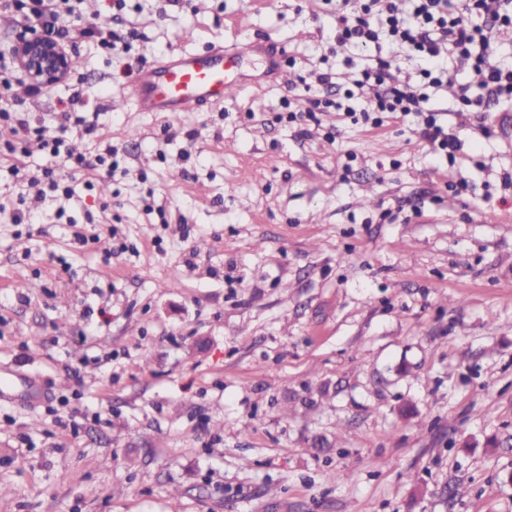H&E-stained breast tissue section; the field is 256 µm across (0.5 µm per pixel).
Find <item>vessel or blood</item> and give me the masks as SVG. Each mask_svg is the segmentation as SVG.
<instances>
[{
    "label": "vessel or blood",
    "mask_w": 512,
    "mask_h": 512,
    "mask_svg": "<svg viewBox=\"0 0 512 512\" xmlns=\"http://www.w3.org/2000/svg\"><path fill=\"white\" fill-rule=\"evenodd\" d=\"M282 46L253 38H237L195 53L174 51L147 67L135 68L127 97L137 112L175 117L223 105L232 91H244L261 80L282 79ZM257 61L258 73L230 72L240 61Z\"/></svg>",
    "instance_id": "b4317fda"
}]
</instances>
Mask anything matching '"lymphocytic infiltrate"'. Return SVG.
<instances>
[{
	"label": "lymphocytic infiltrate",
	"instance_id": "f902f5d3",
	"mask_svg": "<svg viewBox=\"0 0 512 512\" xmlns=\"http://www.w3.org/2000/svg\"><path fill=\"white\" fill-rule=\"evenodd\" d=\"M82 3L0 0V8L12 10L24 31L40 32L70 49L91 39L113 54L129 53L137 29L122 36L108 23H86ZM509 26L512 0H336V44L368 50L369 61L342 102L317 98L310 106H297L289 119L305 122L314 110L331 108L349 118L362 115L376 125L384 113L395 118L413 115L431 152L456 161L462 142L440 123L437 111L428 108L430 93L457 84V98L465 112L482 111L488 99L512 101V60L499 56L496 40L497 31ZM406 65L415 66V80L395 83L394 70ZM2 121L14 124L18 134L17 143L7 144V151L43 154L48 164L41 169V180L50 190L72 196L73 188L62 181L60 169L81 173L89 170L90 164L86 156L69 151L66 133L72 127L88 134L95 131L83 111L80 93H73L65 108L56 113L58 134L53 138H46L43 126L34 123L30 111L14 105H0Z\"/></svg>",
	"mask_w": 512,
	"mask_h": 512
}]
</instances>
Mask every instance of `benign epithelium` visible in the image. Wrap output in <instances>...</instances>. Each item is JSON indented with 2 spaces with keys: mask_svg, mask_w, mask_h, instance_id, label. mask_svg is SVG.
<instances>
[{
  "mask_svg": "<svg viewBox=\"0 0 512 512\" xmlns=\"http://www.w3.org/2000/svg\"><path fill=\"white\" fill-rule=\"evenodd\" d=\"M16 60L27 79L44 88L63 82L70 71V57L60 44L33 34L14 48Z\"/></svg>",
  "mask_w": 512,
  "mask_h": 512,
  "instance_id": "7a95c632",
  "label": "benign epithelium"
}]
</instances>
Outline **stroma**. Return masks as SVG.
I'll return each mask as SVG.
<instances>
[{
  "label": "stroma",
  "instance_id": "35a3bbf8",
  "mask_svg": "<svg viewBox=\"0 0 512 512\" xmlns=\"http://www.w3.org/2000/svg\"><path fill=\"white\" fill-rule=\"evenodd\" d=\"M130 2L85 0L141 37L83 44L38 108L81 91L97 129L68 140L112 171L54 202L0 156V369L34 389L0 402V512H512L503 107L432 94L453 165L408 119L299 126L309 72L338 99L364 57L331 0ZM247 35L285 47V81L175 119L116 108L127 65Z\"/></svg>",
  "mask_w": 512,
  "mask_h": 512
}]
</instances>
